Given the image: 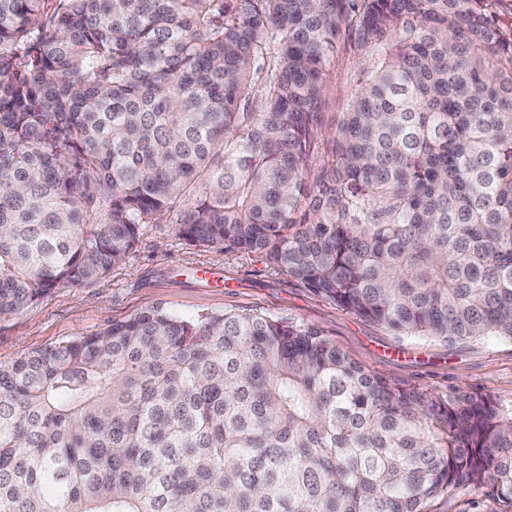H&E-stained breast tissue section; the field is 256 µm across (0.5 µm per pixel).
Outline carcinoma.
Returning a JSON list of instances; mask_svg holds the SVG:
<instances>
[{
	"mask_svg": "<svg viewBox=\"0 0 512 512\" xmlns=\"http://www.w3.org/2000/svg\"><path fill=\"white\" fill-rule=\"evenodd\" d=\"M165 218L398 335L512 341V33L486 0H0V322ZM463 486L512 512V406L307 324L157 307L0 362V512H431ZM354 63V60L351 57L349 58L343 47H340L336 56L332 58L331 64L336 76L331 83V90L326 98L325 105V124L329 129L335 127L354 93L352 86L347 81L348 68L353 66Z\"/></svg>",
	"mask_w": 512,
	"mask_h": 512,
	"instance_id": "carcinoma-1",
	"label": "carcinoma"
}]
</instances>
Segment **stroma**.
Instances as JSON below:
<instances>
[{"mask_svg":"<svg viewBox=\"0 0 512 512\" xmlns=\"http://www.w3.org/2000/svg\"><path fill=\"white\" fill-rule=\"evenodd\" d=\"M331 64L336 75L325 105L330 128L353 95L348 53L338 50ZM202 268L211 269V281L198 279ZM156 307L187 317L257 311L312 325L356 362L395 384L441 399L460 389L512 404V342L488 337L449 344L428 336L394 335L316 294L259 255L191 245L165 221L145 225L134 251L104 279L57 288L0 322V361L96 333Z\"/></svg>","mask_w":512,"mask_h":512,"instance_id":"35a3bbf8","label":"stroma"}]
</instances>
